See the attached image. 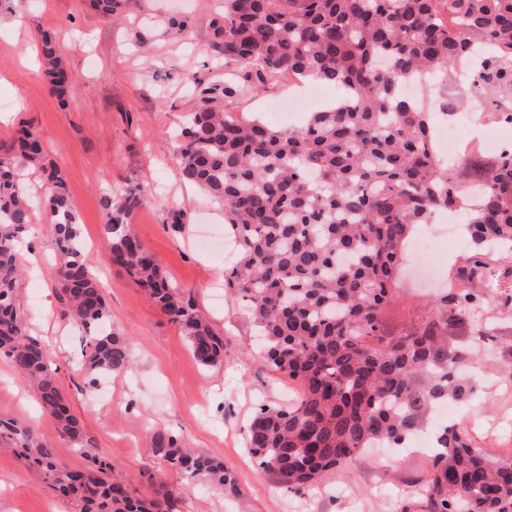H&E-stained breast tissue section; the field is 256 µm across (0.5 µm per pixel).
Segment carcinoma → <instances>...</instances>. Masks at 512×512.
<instances>
[{
    "label": "carcinoma",
    "instance_id": "obj_1",
    "mask_svg": "<svg viewBox=\"0 0 512 512\" xmlns=\"http://www.w3.org/2000/svg\"><path fill=\"white\" fill-rule=\"evenodd\" d=\"M224 66H251L262 82L287 74L341 90L336 107L311 113L299 128L238 119L197 88V105L176 138L184 181L224 206V232L239 260L224 287L246 306L264 337V364L300 387L289 407L261 406L248 445L263 472L301 491L341 469L362 448L382 441L404 448L439 402L465 400L478 355L448 343L468 329L489 343L495 329L478 322L482 296L496 288L491 250H512V150L489 166L467 162L479 187L466 215L476 253L403 334L383 312L396 298L407 243L420 224L459 205L461 183L440 161L434 123L400 85L426 76L441 83L457 62H471L470 87L491 111L512 116V0H224L209 22ZM52 93L70 91L51 36L41 39ZM39 131L24 127L0 156V356L29 383L56 420L61 438L84 449L90 440L50 368L49 350L30 333L20 299V241L33 208L24 167L38 166L50 192L47 227L56 244L60 317L81 329V370L88 376L130 368V341L112 329L103 287L83 260V242L66 180L42 165ZM146 185L102 199L110 263L144 288L179 324L194 357L213 366L224 338L194 299L172 287L158 257L128 223L148 198ZM18 454L80 512H182L172 492L159 501L136 497L104 456L84 468L60 461L15 427ZM421 498L401 512H512V459L491 458L456 423L434 434ZM152 452L174 470L217 482L228 496L238 485L224 462L197 455L158 433Z\"/></svg>",
    "mask_w": 512,
    "mask_h": 512
}]
</instances>
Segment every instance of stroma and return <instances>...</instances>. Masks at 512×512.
Here are the masks:
<instances>
[{
  "label": "stroma",
  "mask_w": 512,
  "mask_h": 512,
  "mask_svg": "<svg viewBox=\"0 0 512 512\" xmlns=\"http://www.w3.org/2000/svg\"><path fill=\"white\" fill-rule=\"evenodd\" d=\"M221 11V0H124L113 18L92 0H9L0 9V144L26 125L44 136V166L57 167L66 179L84 259L104 284L113 328L131 340L133 365L98 376L91 386L79 371L84 338L58 316L56 246L39 205L49 185L35 168L27 174L36 203L27 244L39 252L40 263L29 267L21 286L27 322L48 348L93 452L108 458L137 496L170 491L192 499L194 512H400L425 481L430 449L399 454L366 448L320 484L295 494L258 469L246 446L259 406L288 405L298 388L263 365L242 301L224 294L232 253L209 254L198 245L203 227L223 234L224 209L183 181L175 134L196 108L195 82L219 87L218 105L234 117L269 122L273 104L292 97L297 81L279 76L260 85L246 71L225 68L209 27ZM45 33L70 74L71 92L63 101L51 92L38 53ZM448 90L456 109L474 118L465 135L477 143L478 158L491 163L495 155L481 141L492 131L512 143V126L487 112L473 89L452 84ZM132 182L150 191L129 218L135 233L161 260L170 283L190 293L224 336V357L215 366L202 365L181 328L108 260L102 198L121 194ZM418 286L404 275L400 294L386 309L395 331L406 328L410 311L439 295L438 287L422 293ZM501 293L512 294V275L486 298L497 341L485 351L483 375L461 410L472 440L492 455L512 445V308L499 307ZM16 423L30 426L37 441L72 466L87 465L85 454L61 439L54 419L0 358V428ZM159 431L223 459L239 496L225 497L219 486L155 458L152 437ZM77 509L37 480L22 458L0 449V512Z\"/></svg>",
  "instance_id": "obj_1"
}]
</instances>
